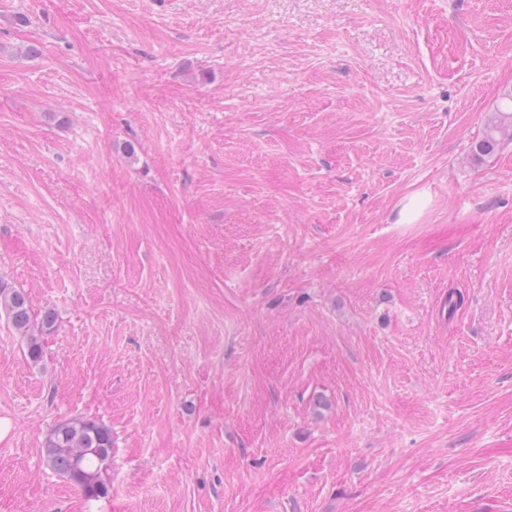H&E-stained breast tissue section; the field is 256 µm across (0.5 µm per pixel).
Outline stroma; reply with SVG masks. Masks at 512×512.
I'll list each match as a JSON object with an SVG mask.
<instances>
[{
    "instance_id": "stroma-1",
    "label": "stroma",
    "mask_w": 512,
    "mask_h": 512,
    "mask_svg": "<svg viewBox=\"0 0 512 512\" xmlns=\"http://www.w3.org/2000/svg\"><path fill=\"white\" fill-rule=\"evenodd\" d=\"M509 90L512 0H0V512H512ZM504 99L510 102V106L497 107L483 136L472 145L471 158L476 162L495 153L504 142H512V91L506 93ZM3 311L18 336L26 343L28 358L39 362L43 357L42 336L50 331L55 323L54 312L46 310L40 317L34 315L24 289L8 287L0 283V312ZM42 455L51 470L86 498L109 494L112 430L106 424L85 416L59 421L46 434Z\"/></svg>"
}]
</instances>
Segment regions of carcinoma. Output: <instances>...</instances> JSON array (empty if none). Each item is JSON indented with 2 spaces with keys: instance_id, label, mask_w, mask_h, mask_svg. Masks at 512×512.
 Masks as SVG:
<instances>
[{
  "instance_id": "carcinoma-1",
  "label": "carcinoma",
  "mask_w": 512,
  "mask_h": 512,
  "mask_svg": "<svg viewBox=\"0 0 512 512\" xmlns=\"http://www.w3.org/2000/svg\"><path fill=\"white\" fill-rule=\"evenodd\" d=\"M505 100L508 104L497 107L483 136L472 145L471 158L476 162L495 153L503 143L512 142V91L505 94ZM1 311L25 341L28 358L35 363L40 361L42 336L54 327V312L46 310L35 316L26 292L3 282ZM42 455L51 470L76 486L86 498H104L109 494L112 430L106 424L85 416L59 421L46 434Z\"/></svg>"
}]
</instances>
